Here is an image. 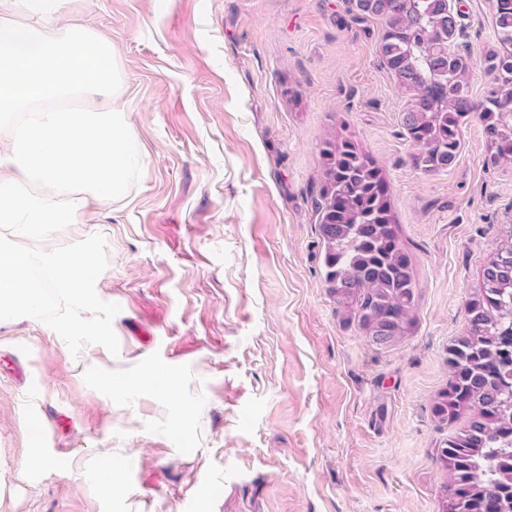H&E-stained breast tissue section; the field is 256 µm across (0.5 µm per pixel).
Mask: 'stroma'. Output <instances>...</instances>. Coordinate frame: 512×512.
I'll use <instances>...</instances> for the list:
<instances>
[{"label": "stroma", "mask_w": 512, "mask_h": 512, "mask_svg": "<svg viewBox=\"0 0 512 512\" xmlns=\"http://www.w3.org/2000/svg\"><path fill=\"white\" fill-rule=\"evenodd\" d=\"M483 98L494 0H457ZM112 41L144 156L126 198L26 247L108 244L98 296L117 354L72 355L46 324L0 320V512H440L431 403L464 306L512 224V166L477 117L448 170L413 167L406 96L354 0H71ZM382 168L418 280L389 348L337 312L318 234L325 139ZM170 371L159 384L153 372ZM134 389L106 384L112 375ZM39 449L48 471L27 475ZM121 472L125 492L103 489Z\"/></svg>", "instance_id": "obj_1"}]
</instances>
